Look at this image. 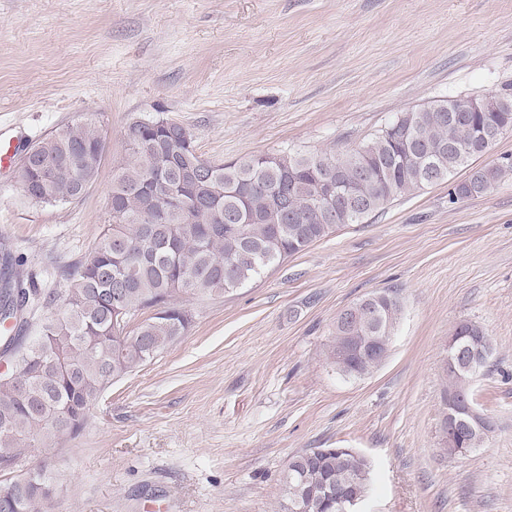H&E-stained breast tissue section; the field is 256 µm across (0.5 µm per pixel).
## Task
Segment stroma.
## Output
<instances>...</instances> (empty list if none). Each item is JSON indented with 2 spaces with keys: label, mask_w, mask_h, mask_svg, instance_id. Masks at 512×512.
Wrapping results in <instances>:
<instances>
[{
  "label": "stroma",
  "mask_w": 512,
  "mask_h": 512,
  "mask_svg": "<svg viewBox=\"0 0 512 512\" xmlns=\"http://www.w3.org/2000/svg\"><path fill=\"white\" fill-rule=\"evenodd\" d=\"M486 92L512 93V0H0V145L21 155L87 119L107 141L76 200L35 204L0 168V239L25 285L62 293L136 120L183 125L216 162L341 156L402 112ZM383 292L402 304L389 355L343 376L325 355L336 316ZM186 306L188 330L78 437L22 459L59 484L52 512H280L310 448L370 461L366 512H512V179L454 204L444 183L399 197ZM463 321L491 341L471 392L494 429L451 457L444 358Z\"/></svg>",
  "instance_id": "1"
}]
</instances>
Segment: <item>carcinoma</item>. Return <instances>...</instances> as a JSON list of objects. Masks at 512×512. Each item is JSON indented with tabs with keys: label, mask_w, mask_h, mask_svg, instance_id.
Here are the masks:
<instances>
[{
	"label": "carcinoma",
	"mask_w": 512,
	"mask_h": 512,
	"mask_svg": "<svg viewBox=\"0 0 512 512\" xmlns=\"http://www.w3.org/2000/svg\"><path fill=\"white\" fill-rule=\"evenodd\" d=\"M461 99L404 112L359 149L341 157L284 152L208 168L182 127L147 119L123 131L128 157L115 168L112 223L92 253L67 272L61 302L27 341L8 336L0 352V472H11L28 449L76 437L97 398L112 383L154 359L189 328L186 298H212L259 278L276 262L299 253L346 224H361L392 200L448 183L452 204L512 177V154L474 168L462 181L452 174L478 155L479 130L512 128V94L496 93L477 112L451 119ZM106 142L96 122L56 129L23 157L19 180L37 204L79 198L96 180ZM340 182L361 208L319 204L325 186ZM379 318L359 321L354 336L390 340L401 314L397 296L380 294ZM153 314L139 319L145 311ZM338 328L326 356L350 377L378 364L351 366L336 357ZM468 430L443 451L460 455L483 443ZM318 481L338 489L371 483V464L353 448H326L309 457ZM54 480L30 471L0 489V512H48Z\"/></svg>",
	"instance_id": "obj_1"
}]
</instances>
